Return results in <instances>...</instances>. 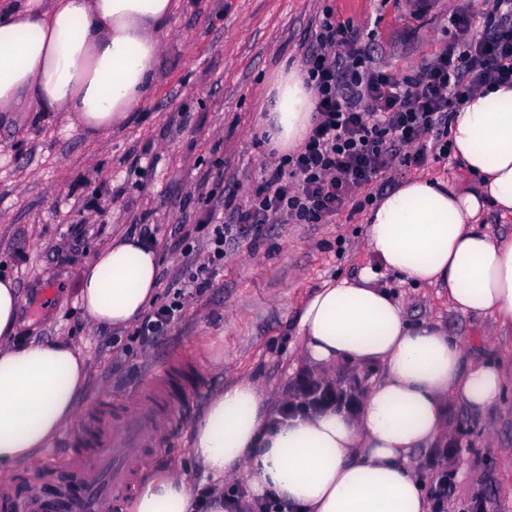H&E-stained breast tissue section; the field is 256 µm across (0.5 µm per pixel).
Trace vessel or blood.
Listing matches in <instances>:
<instances>
[{
    "label": "vessel or blood",
    "instance_id": "1",
    "mask_svg": "<svg viewBox=\"0 0 512 512\" xmlns=\"http://www.w3.org/2000/svg\"><path fill=\"white\" fill-rule=\"evenodd\" d=\"M196 382L188 365L178 364L158 380L153 397L143 398L137 410L117 424L102 421L98 427L97 462L87 467L73 460L71 469L77 492H62L56 503L32 498L29 512H121L135 485L132 475L150 460L153 448L162 446L171 429L169 409L189 404Z\"/></svg>",
    "mask_w": 512,
    "mask_h": 512
}]
</instances>
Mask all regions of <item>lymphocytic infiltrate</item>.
Instances as JSON below:
<instances>
[{"label": "lymphocytic infiltrate", "instance_id": "f902f5d3", "mask_svg": "<svg viewBox=\"0 0 512 512\" xmlns=\"http://www.w3.org/2000/svg\"><path fill=\"white\" fill-rule=\"evenodd\" d=\"M446 48L419 69L396 76L376 61L361 31L321 11L303 59L316 118L303 146L264 171L248 205L225 196L226 221H211L206 263L173 283L171 302L154 308L134 332L139 345L161 337L182 316V299L206 287L224 265L227 243L255 226L322 224L357 188L398 166H421L448 156L453 109L479 87L512 84V0H491L488 20L471 35L464 11L451 16ZM358 381L323 382L301 370L277 414L288 417L329 406L356 409ZM455 448L435 452L420 474L429 484V512H448L456 491Z\"/></svg>", "mask_w": 512, "mask_h": 512}]
</instances>
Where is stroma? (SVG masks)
Returning <instances> with one entry per match:
<instances>
[{
  "mask_svg": "<svg viewBox=\"0 0 512 512\" xmlns=\"http://www.w3.org/2000/svg\"><path fill=\"white\" fill-rule=\"evenodd\" d=\"M463 5L479 32L487 0H435L424 12L414 0H179L155 85L122 127L91 138L63 112H16L0 126V276L20 291L19 336L63 337L88 358L79 420L98 404L151 392L178 354L194 361L200 391L186 414L174 415L149 470L188 463L190 426L227 383L254 381L277 409L297 372L311 365L299 334L302 303L324 282L376 266L365 243L372 205L421 173L461 179L455 158L396 167L326 223L265 224L259 243H232L223 270L186 296L179 322L146 350L129 331L89 326L79 303L85 266L135 225H151L160 260L156 301L170 300L186 262L182 236L202 242L206 216L223 212L227 189L244 204L261 185V169L273 161L262 124L268 83L301 66L311 19L327 8L364 27L375 58L401 76L446 46L448 16ZM378 283L404 302L412 322L438 323L458 339L465 362H491L504 373L494 408L449 410L458 445L450 508L471 512L479 494L485 512H512V334L500 333L492 316L454 310L437 288L384 271Z\"/></svg>",
  "mask_w": 512,
  "mask_h": 512,
  "instance_id": "35a3bbf8",
  "label": "stroma"
}]
</instances>
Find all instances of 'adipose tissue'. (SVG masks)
<instances>
[{
    "mask_svg": "<svg viewBox=\"0 0 512 512\" xmlns=\"http://www.w3.org/2000/svg\"><path fill=\"white\" fill-rule=\"evenodd\" d=\"M177 0H0V123L14 112H65L97 135L123 126L147 98ZM270 106L282 150L303 142L315 102L299 70L279 72ZM454 157L475 178L462 190L416 176L368 213L366 242L381 268L446 291L449 305L492 315L512 331V238L482 230L488 209L512 217V86L483 87L453 115ZM158 256L124 236L86 265L80 304L96 325L134 323L155 298ZM365 267L304 301L305 352L331 366L380 363L381 381L356 415L329 408L269 425L265 395L225 386L191 428L190 455L211 476L209 512H226L225 481L247 476L293 512H428L409 454L448 441V403L485 411L504 379L489 363L463 367L462 345L433 324H412L401 301ZM21 296L0 278V475L34 462L76 415L89 364L64 339L14 343ZM130 512H196L182 475L145 477Z\"/></svg>",
    "mask_w": 512,
    "mask_h": 512,
    "instance_id": "obj_1",
    "label": "adipose tissue"
}]
</instances>
